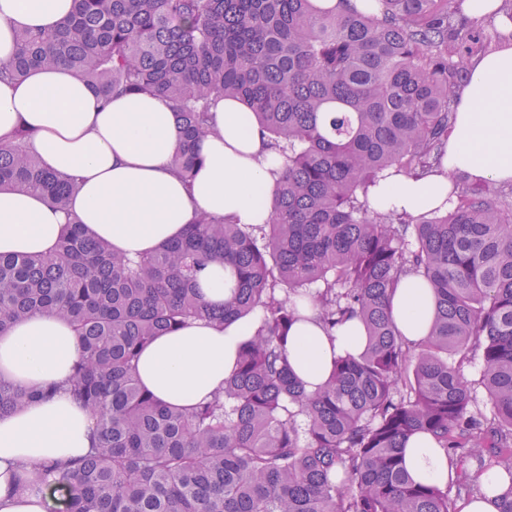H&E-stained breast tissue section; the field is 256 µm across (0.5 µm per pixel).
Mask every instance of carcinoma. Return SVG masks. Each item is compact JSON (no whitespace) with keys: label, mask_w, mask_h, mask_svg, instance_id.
<instances>
[{"label":"carcinoma","mask_w":512,"mask_h":512,"mask_svg":"<svg viewBox=\"0 0 512 512\" xmlns=\"http://www.w3.org/2000/svg\"><path fill=\"white\" fill-rule=\"evenodd\" d=\"M345 2L338 13L313 0H74L56 27L16 32L0 80L63 63L103 103L167 99L180 123L169 166L187 183L197 142L217 134L210 112L222 98L254 112L282 160L265 224L198 212L181 236L131 258L73 215L52 253L0 254V333L36 314L68 320L81 345L69 390L94 421L88 455L36 462L38 480L21 488L70 486L67 512H456L458 500L486 497L465 480L410 476L403 450L424 433L454 469L497 470L498 512H512V207L455 172L445 212L368 205L386 172L441 168L450 104L487 48L484 29L461 16L464 0H379L377 12ZM31 139L20 127L0 146V189L65 210L76 178L44 165ZM214 260L230 288L220 304L198 285ZM408 276L435 292L418 341L396 330L389 307ZM302 302L326 333L356 319L367 336L311 392L287 347ZM255 314L210 400L182 409L140 385L153 338ZM472 354L477 379L466 371ZM55 392L0 380V415Z\"/></svg>","instance_id":"cac0c4a2"}]
</instances>
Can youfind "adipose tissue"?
<instances>
[{
	"label": "adipose tissue",
	"mask_w": 512,
	"mask_h": 512,
	"mask_svg": "<svg viewBox=\"0 0 512 512\" xmlns=\"http://www.w3.org/2000/svg\"><path fill=\"white\" fill-rule=\"evenodd\" d=\"M72 7L73 0H0V60L12 55L16 30L53 28ZM455 112L446 169L473 183H512V42L471 60ZM211 116L219 134L200 142L201 161L186 183L169 167L179 129L165 99L123 94L101 103L64 65L0 81V144L25 125L43 163L78 178L65 212L45 196L1 189L0 253L49 254L72 215L90 235L130 257L178 237L198 209L231 224L266 223L278 158L267 148L254 112L241 101H217ZM450 188L437 173L417 180L394 173L379 180L369 202L380 210L419 215L449 208ZM434 301L433 288L421 278L401 281L391 304L403 336H427ZM303 315L289 332L288 352L296 376L311 390L328 377L334 356L360 353L366 337L359 321L329 335L312 307ZM256 325L253 317L223 329L194 321L158 336L140 356L138 377L164 403L191 408L222 390L240 343ZM80 354L73 325L51 314L32 316L0 334L1 379L29 389L57 388L52 398L0 417V512H48L50 492H18L23 465L69 462L90 450L93 421L68 390ZM404 459L415 480L444 485L455 476L431 436L414 435Z\"/></svg>",
	"instance_id": "obj_1"
}]
</instances>
